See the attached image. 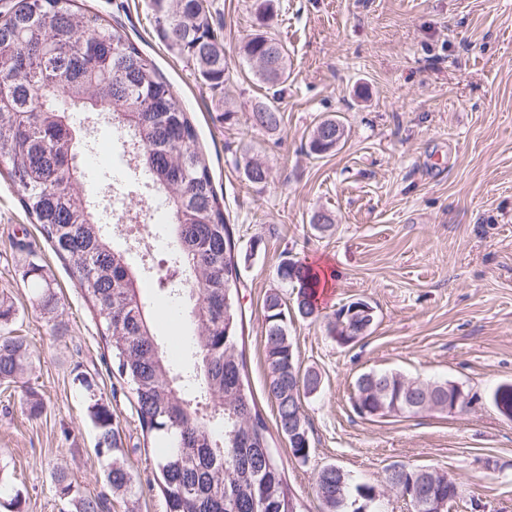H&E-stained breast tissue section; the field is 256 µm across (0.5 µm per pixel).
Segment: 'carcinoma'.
<instances>
[{"mask_svg":"<svg viewBox=\"0 0 512 512\" xmlns=\"http://www.w3.org/2000/svg\"><path fill=\"white\" fill-rule=\"evenodd\" d=\"M150 3L168 48L185 58L211 90H223L228 63L210 0ZM241 51L247 61L260 57L277 63L273 80L256 72L260 82H288V48L267 32L252 34ZM256 105L264 111L251 113V128L277 130L282 120L278 98ZM74 111L86 113L94 125L101 120L121 129L136 167L152 187L165 192L178 246L171 265L192 288L163 292L177 302L190 293L197 329L181 367L164 356L160 336L138 299L140 271L114 249L100 224L112 195L104 190L92 200L83 192L84 172L76 157L92 136L91 128L77 129L68 120ZM336 124L329 118L314 127L311 153L336 148ZM197 140L196 126L171 83L122 25L82 13L76 0H18L0 14V175L7 174L21 189L30 223L39 226L96 312L112 363L135 400L142 431L159 448L156 483L166 512H301L246 375L239 348L241 253ZM243 174L252 184L267 181V169L258 162H245ZM25 276L42 282L37 305L54 313L44 266L29 262ZM276 276L297 288L294 312L313 315L317 279L309 268L284 262ZM264 310L265 393L277 407L278 432L293 455L305 459L310 446L300 390L316 392L321 378L314 371L300 376L288 336V305L279 293L267 295ZM27 359L22 341L0 336V381L16 379ZM76 380L88 395L97 454L112 493L132 496L134 481L118 456L112 412L87 377ZM355 396L354 410L362 416L418 413L427 404L448 406V382L373 371L357 378ZM489 401L512 419V382L498 385ZM397 468L392 479L411 512H437L436 504L448 499L447 474L431 470L425 475L421 467L405 464ZM55 483L73 512H99V502L83 497L65 473H56ZM316 493L323 512H386L378 487L354 482L334 464L318 472Z\"/></svg>","mask_w":512,"mask_h":512,"instance_id":"cac0c4a2","label":"carcinoma"}]
</instances>
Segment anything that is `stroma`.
<instances>
[{"instance_id": "stroma-1", "label": "stroma", "mask_w": 512, "mask_h": 512, "mask_svg": "<svg viewBox=\"0 0 512 512\" xmlns=\"http://www.w3.org/2000/svg\"><path fill=\"white\" fill-rule=\"evenodd\" d=\"M230 78L223 95L170 51L148 0H78L81 10L123 24L190 112L198 144L241 253L239 288L249 382L268 423L264 302L279 291L290 260L335 273L308 318L291 316L288 335L301 371L321 386L301 394L307 460L276 437L286 478L305 512H321L318 472L334 464L356 481L383 486L395 463L447 473L460 487L452 512H512V420L488 401L512 381V0H275L272 31L288 46L290 77L280 95V128L252 129L262 89L240 47L259 22L254 0H212ZM338 117L336 152L309 151L315 125ZM250 155L268 169L263 184L242 174ZM21 192L0 177V295L15 314L0 335L32 359L17 382H0V469L21 492V512H63L54 475L64 471L104 512H165L154 489L151 439L112 367L97 320L74 278L37 225ZM330 217L326 231L311 218ZM50 276L57 308L44 314L22 280L30 257ZM158 270L138 282L161 336L194 328L189 302L172 307ZM375 310L369 331L349 345L329 333L355 300ZM395 371L448 380L473 396L453 412L365 418L353 408L356 378ZM87 375L112 411V426L137 493L113 495L97 455V431L75 380ZM43 403L26 409L28 392Z\"/></svg>"}]
</instances>
